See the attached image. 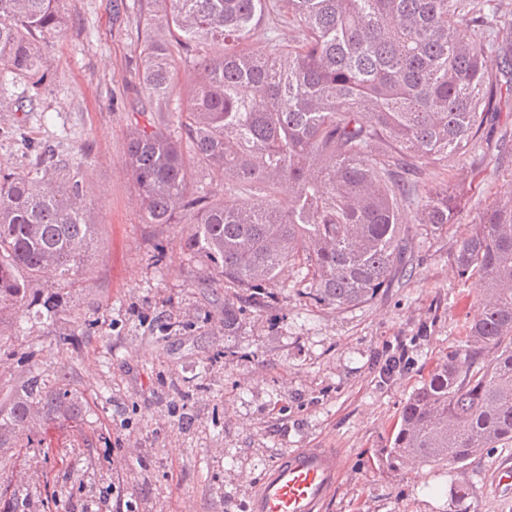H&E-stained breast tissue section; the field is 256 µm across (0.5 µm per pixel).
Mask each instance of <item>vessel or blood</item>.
<instances>
[{"label": "vessel or blood", "instance_id": "b4317fda", "mask_svg": "<svg viewBox=\"0 0 512 512\" xmlns=\"http://www.w3.org/2000/svg\"><path fill=\"white\" fill-rule=\"evenodd\" d=\"M343 468L330 448L288 452L263 475L251 495V512H325Z\"/></svg>", "mask_w": 512, "mask_h": 512}]
</instances>
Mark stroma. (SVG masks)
<instances>
[{"mask_svg": "<svg viewBox=\"0 0 512 512\" xmlns=\"http://www.w3.org/2000/svg\"><path fill=\"white\" fill-rule=\"evenodd\" d=\"M70 22L45 54L48 82L28 112L0 110V167L32 170L34 152L14 126L52 144L78 168L98 219L97 236L68 309L52 323L26 316L4 327L10 356L0 384L29 368L65 375L82 398L81 424L49 422L43 436L63 461L30 451L18 468L46 473L31 490H55L61 512H249L254 487L297 448H336L346 469L326 512H512V492L492 482L512 448L463 465L415 473L379 466L376 449L413 391L459 345L481 300L453 255L472 214L512 192V159L462 169L469 203L442 231L411 224L409 270L372 301L344 310L299 293L296 272L274 287L277 303L224 333V291L183 248L187 224H148L125 171L138 111L167 121L168 106L139 84L143 16L114 0H67ZM408 369L381 379L388 346Z\"/></svg>", "mask_w": 512, "mask_h": 512, "instance_id": "stroma-1", "label": "stroma"}]
</instances>
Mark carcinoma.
<instances>
[{
  "label": "carcinoma",
  "instance_id": "1",
  "mask_svg": "<svg viewBox=\"0 0 512 512\" xmlns=\"http://www.w3.org/2000/svg\"><path fill=\"white\" fill-rule=\"evenodd\" d=\"M146 17L135 65L150 96L172 102L176 60L200 77L164 125L135 121L126 167L146 224H191L189 254L224 288V335L275 302L293 270L315 305L338 309L391 286L410 249L403 225L458 223L462 180L422 186L423 165L482 161L489 119L512 89V0H120ZM68 23L64 0H0V65L11 81H47L44 44ZM472 30L471 38L461 28ZM265 30L264 44L253 45ZM0 169V322L29 315L45 276L60 290L33 314L52 322L97 229L87 190L57 171ZM202 175L220 198L193 188ZM288 191V203L280 195ZM484 298L463 344L403 407L377 462L464 464L512 444V192L487 204L454 254ZM82 411L65 384L30 369L0 401V459L21 457L15 429L51 462L37 425ZM8 512L42 496L0 482Z\"/></svg>",
  "mask_w": 512,
  "mask_h": 512
}]
</instances>
